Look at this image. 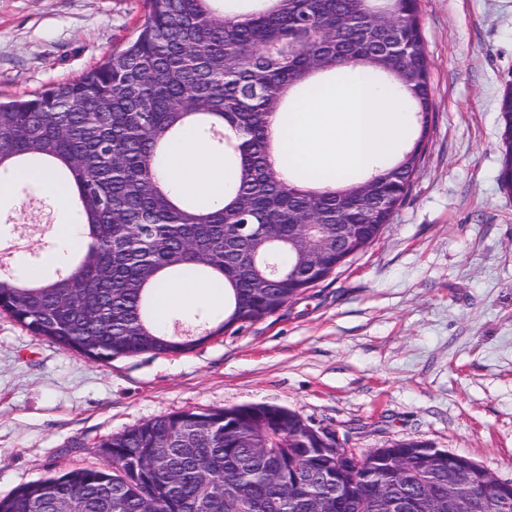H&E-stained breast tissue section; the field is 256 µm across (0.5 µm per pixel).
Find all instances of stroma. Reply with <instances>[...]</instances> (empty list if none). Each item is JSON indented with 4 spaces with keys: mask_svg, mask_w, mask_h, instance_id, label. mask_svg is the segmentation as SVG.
<instances>
[{
    "mask_svg": "<svg viewBox=\"0 0 512 512\" xmlns=\"http://www.w3.org/2000/svg\"><path fill=\"white\" fill-rule=\"evenodd\" d=\"M432 112L391 224L275 314L191 352L95 362L0 311V497L78 466L101 440L183 410L266 404L367 452L421 441L512 482V194L499 102L512 0H420ZM146 0H0V97L79 77L135 37ZM69 207L35 182L0 200V253L58 249Z\"/></svg>",
    "mask_w": 512,
    "mask_h": 512,
    "instance_id": "obj_1",
    "label": "stroma"
}]
</instances>
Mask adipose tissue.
<instances>
[{
  "label": "adipose tissue",
  "instance_id": "ef3b65f1",
  "mask_svg": "<svg viewBox=\"0 0 512 512\" xmlns=\"http://www.w3.org/2000/svg\"><path fill=\"white\" fill-rule=\"evenodd\" d=\"M166 155L161 180L172 195L213 197L223 194L224 162L206 149L194 127H185L168 145ZM223 300L221 282L175 281L159 291L156 319L158 324H165L171 315L192 301H204L217 307Z\"/></svg>",
  "mask_w": 512,
  "mask_h": 512
}]
</instances>
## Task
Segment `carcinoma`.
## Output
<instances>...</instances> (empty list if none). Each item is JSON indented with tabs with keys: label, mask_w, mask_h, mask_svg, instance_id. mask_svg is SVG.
Returning a JSON list of instances; mask_svg holds the SVG:
<instances>
[{
	"label": "carcinoma",
	"mask_w": 512,
	"mask_h": 512,
	"mask_svg": "<svg viewBox=\"0 0 512 512\" xmlns=\"http://www.w3.org/2000/svg\"><path fill=\"white\" fill-rule=\"evenodd\" d=\"M136 38L91 71L29 97L0 101V173L48 169L64 191L86 248L64 254L50 280L0 274V310L36 336L89 360L180 354L239 322L259 321L317 281L284 284L253 265L284 266L303 246L296 225L354 224L358 252L382 234L405 200L420 152L397 146L371 175L384 208L354 199L362 179L334 188L293 184L271 164L270 122L318 87L313 67H368L401 92L423 142L431 112L419 0H248L227 14L216 0H148ZM392 19L409 40L398 61L412 85L382 71L384 38L336 23ZM308 37L297 41L295 34ZM237 178L209 202L174 200L158 169L164 143L188 119ZM502 188L512 193V141L504 138ZM224 280V319L203 336H170L153 318L167 276ZM306 422L279 406L181 411L104 439L112 467H78L24 484L0 512H385L382 499L432 497L448 512L456 479L447 454L403 441L367 453H305Z\"/></svg>",
	"instance_id": "cac0c4a2"
}]
</instances>
